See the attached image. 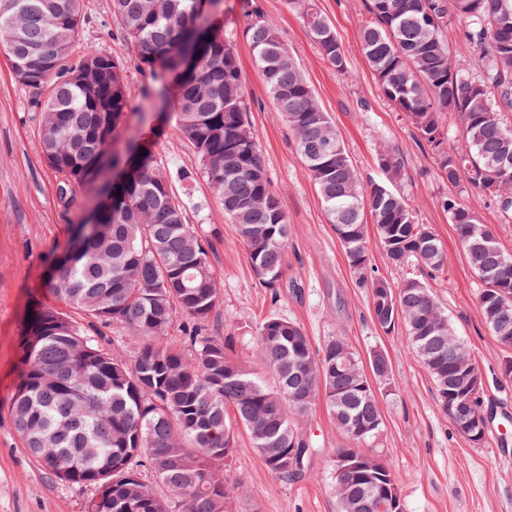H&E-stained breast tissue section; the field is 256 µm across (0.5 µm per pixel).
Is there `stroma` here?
<instances>
[{
    "instance_id": "35a3bbf8",
    "label": "stroma",
    "mask_w": 512,
    "mask_h": 512,
    "mask_svg": "<svg viewBox=\"0 0 512 512\" xmlns=\"http://www.w3.org/2000/svg\"><path fill=\"white\" fill-rule=\"evenodd\" d=\"M261 3L364 179L381 177L375 161L378 132H385L388 145L402 154V189L419 222L432 227L446 248L445 271L431 285L482 372L487 441L472 444L453 429L437 406L430 375L410 353L405 334H387L373 325L370 292L359 286L288 127L271 110L250 47L242 38L234 48L251 99L249 122L290 225L286 270L274 294L255 279L236 226L225 221L223 206L197 174L194 150L144 97L147 78L135 70L129 73L131 104L145 115L143 122L130 125V133L152 142L167 169L197 174L195 181L174 182L173 191L184 202L190 223L204 225L213 247L212 264L223 299L209 327L217 335L233 336L235 355L246 361L260 320L272 311L298 322L313 346L344 336L360 358L375 350L384 352L392 377L390 385L377 391L383 428L372 450L392 472L405 512H512V378L501 373L505 354L481 318L479 282L453 225L437 205L448 187L438 180L405 116L382 96L363 54V0H313L343 45L348 63L344 75L320 58L289 0ZM84 9L87 20L72 47L73 57L92 47L133 60L135 48L112 35L111 0H85ZM57 184L56 174L42 158L38 114L12 79L0 50V512H86L95 494L94 488L46 475L24 447L10 416L18 343L29 304L51 302L46 269L50 258L66 247L75 222L74 214L57 202ZM297 426L317 452L305 473L288 481L276 478L248 436L239 434L226 466L229 478L241 488L233 503L235 512H337L327 455L352 447L353 442L321 404Z\"/></svg>"
}]
</instances>
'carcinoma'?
I'll use <instances>...</instances> for the list:
<instances>
[{"instance_id":"carcinoma-1","label":"carcinoma","mask_w":512,"mask_h":512,"mask_svg":"<svg viewBox=\"0 0 512 512\" xmlns=\"http://www.w3.org/2000/svg\"><path fill=\"white\" fill-rule=\"evenodd\" d=\"M84 0H0V33L10 72L41 111L42 157L60 177L57 199L95 236L72 228L68 253L47 288L55 305L28 312L19 346L20 372L11 416L25 447L50 475L92 486L87 512H229L236 495L225 471L237 435L276 477L304 471L317 452L296 427L321 401L336 427L356 441L338 448L330 468L350 457L352 471L333 480L339 512H403L382 508L397 496L387 465L366 446L381 431L377 395L368 374L390 380L381 351L370 370L346 337L316 350L297 322L276 313L258 324L254 350L262 371L232 354L233 337L215 336L208 319L222 301L208 236L187 223L171 175L151 146L130 140L126 169L98 185L95 162L131 123L128 65L71 48L85 21ZM202 0H112L115 35L137 48L134 67L152 84L151 96L171 112L199 160V173L237 226L259 285L280 288L288 216L267 176L249 124L250 103L232 42L237 33L195 26ZM322 60L347 72L334 28L307 0H293ZM360 36L384 98L405 114L416 139L431 151L442 182L453 191L438 206L481 288L479 309L496 344L512 350V253L465 203L477 193L512 223V0H365ZM249 42L274 111L284 119L329 222L337 228L350 268L370 288V318L384 333L401 327L409 348L430 374L441 410L482 409L483 388L468 389L476 361L439 306L428 280L445 270V247L399 185L401 154L380 140L382 178L365 185L322 110L277 26L259 0H240ZM459 29L472 50L455 59L447 38ZM100 74L95 94L69 74L85 62ZM145 155H140V152ZM85 189L112 197L105 210L83 208ZM374 230L388 263L405 273L400 284L368 277ZM82 312L71 319L62 307ZM183 319L179 344L165 341ZM116 326L147 340L132 359L100 343L99 327ZM170 492L158 498L151 481Z\"/></svg>"}]
</instances>
